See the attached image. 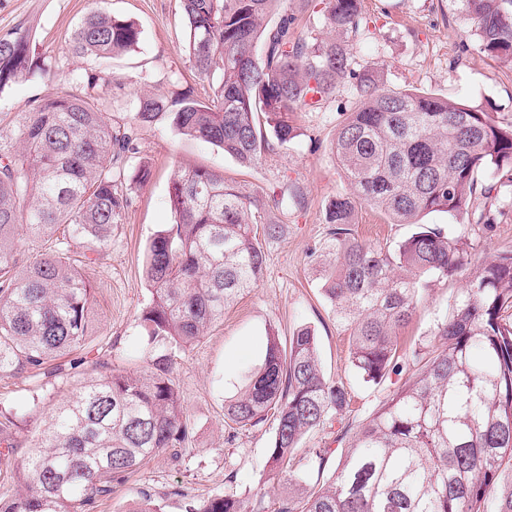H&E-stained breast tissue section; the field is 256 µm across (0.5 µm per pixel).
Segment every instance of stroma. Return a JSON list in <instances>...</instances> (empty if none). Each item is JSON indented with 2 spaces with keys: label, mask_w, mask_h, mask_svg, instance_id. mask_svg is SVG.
I'll list each match as a JSON object with an SVG mask.
<instances>
[{
  "label": "stroma",
  "mask_w": 512,
  "mask_h": 512,
  "mask_svg": "<svg viewBox=\"0 0 512 512\" xmlns=\"http://www.w3.org/2000/svg\"><path fill=\"white\" fill-rule=\"evenodd\" d=\"M100 7L134 21L141 31L136 47L108 62L75 56L67 45L71 32ZM362 10L370 32L352 42L362 69L379 74L389 88L433 94L512 122V67L480 50L459 0H362ZM15 30L30 32L40 68L0 92V130L6 132L16 128L25 111L60 88L83 92L76 78L88 71L98 73L90 92L111 113L116 127L128 123L143 91L167 100L185 88L204 101L216 96L217 81L196 77L182 51L186 27L181 0H0V35ZM354 102L352 86L343 85L319 108L295 112L292 142L249 167L217 146L178 134L167 122L140 128L138 150L124 161L130 204L112 227L111 243L99 250L87 272L94 324L85 343V364L50 377L0 378V405L18 413L28 444H35L55 406L86 379L147 367L155 348L148 345L140 323L151 298L144 281L145 247L174 221L168 190L178 170L206 166L223 174L246 195L267 203L263 221L285 230L261 240L267 267L258 287L225 310L223 320L199 343L175 353L174 377L193 429L187 447L176 459L166 453L149 459L126 482L113 485L93 512H127L145 494L164 512H183L188 497L260 490L267 491L266 504L276 512L279 499L304 478L313 449L328 448L337 456L346 452L352 442L348 423L367 419L387 393L411 376L407 367L379 386L357 376L349 360L348 336L337 326L315 275L329 237L326 205L351 191L336 165L333 142ZM143 164L152 176L139 182L134 175ZM498 208L490 229L449 224L441 212L428 214L425 221L447 225L477 264L512 250V202H500ZM353 227L359 238L381 245L394 244L410 231L366 205L357 207ZM461 286L457 277L430 284L424 303L402 332L404 349L435 346L437 325ZM301 327L313 330L326 377L343 381L354 402L350 414L329 418L306 434L289 469L273 478L265 466L271 427L230 430L224 405L260 365L268 333L285 339Z\"/></svg>",
  "instance_id": "stroma-1"
}]
</instances>
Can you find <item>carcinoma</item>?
Returning a JSON list of instances; mask_svg holds the SVG:
<instances>
[{"mask_svg": "<svg viewBox=\"0 0 512 512\" xmlns=\"http://www.w3.org/2000/svg\"><path fill=\"white\" fill-rule=\"evenodd\" d=\"M287 0H182V50L201 79L219 77L217 100L185 92L166 102L137 96L114 129L96 99L68 89L0 132V378L43 372L83 349L90 282L84 268L112 241L127 206L122 160L138 127L167 120L179 134L215 144L244 166L295 138L291 114L350 84L356 103L338 129L336 160L351 193L330 200L329 254L321 291L349 337V359L366 383L402 371L399 335L428 283L461 276L465 285L438 323V346L412 352L415 371L359 423L353 446L328 481L280 499L276 512H512V253L469 268L461 238L422 218L494 223L486 202L512 193V123L432 94L397 91L352 67L350 38L369 32L361 0H322L332 37L297 33ZM480 49L512 67V0H459ZM130 20L91 11L70 34L72 52L111 59L138 44ZM30 34L0 37V90L33 71ZM273 128L274 140L262 124ZM412 226L392 246L357 238L360 205ZM174 222L146 247L151 301L141 314L152 344L184 349L257 287L266 256L254 231L257 204L207 168L177 175L169 188ZM82 244L53 241L59 226ZM43 250L35 257L19 236ZM174 356L154 354L140 372H112L59 404L27 455L17 457L18 420L0 408V475L24 491L0 512H89L112 484L153 455L192 438ZM351 391L327 379L316 338L305 327L288 344L271 333L259 369L224 405L228 426L272 422L270 471L288 467L301 438L329 416L352 412ZM266 493L190 500L185 512H266Z\"/></svg>", "mask_w": 512, "mask_h": 512, "instance_id": "obj_1", "label": "carcinoma"}]
</instances>
